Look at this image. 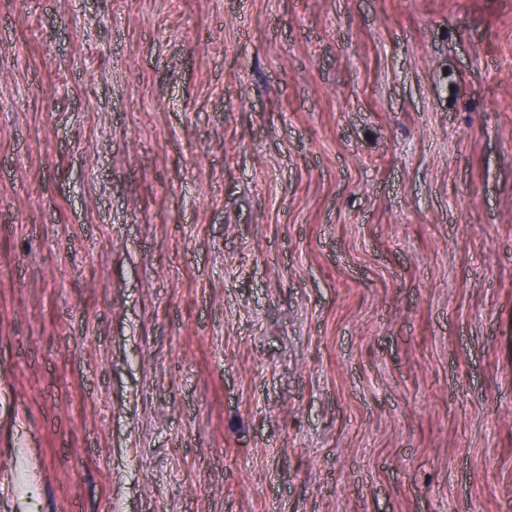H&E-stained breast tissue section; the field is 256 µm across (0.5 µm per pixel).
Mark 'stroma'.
Returning <instances> with one entry per match:
<instances>
[{"label":"stroma","mask_w":512,"mask_h":512,"mask_svg":"<svg viewBox=\"0 0 512 512\" xmlns=\"http://www.w3.org/2000/svg\"><path fill=\"white\" fill-rule=\"evenodd\" d=\"M0 512H512V0H0Z\"/></svg>","instance_id":"stroma-1"}]
</instances>
